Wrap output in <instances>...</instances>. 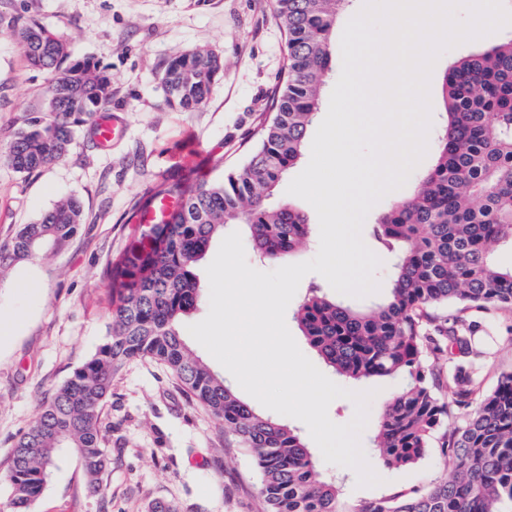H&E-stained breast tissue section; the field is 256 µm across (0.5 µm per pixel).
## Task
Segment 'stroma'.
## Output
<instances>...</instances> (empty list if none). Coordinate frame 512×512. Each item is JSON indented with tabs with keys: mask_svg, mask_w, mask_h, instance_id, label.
Masks as SVG:
<instances>
[{
	"mask_svg": "<svg viewBox=\"0 0 512 512\" xmlns=\"http://www.w3.org/2000/svg\"><path fill=\"white\" fill-rule=\"evenodd\" d=\"M0 12L38 20L66 42L71 58L105 67L112 76L108 110L125 121L123 137L107 151L80 126L70 153L39 171L21 174L0 160V243L60 197H76L84 214L64 248L14 262L0 281V319L15 323L11 337L0 340V512H6L5 476L17 436L108 333L113 303L105 271L135 239L133 205L165 177L215 179L244 164L280 80L285 37L270 0H0ZM510 37L512 25L439 57L430 80L433 130L445 121L441 83L449 63ZM196 49L223 56L224 73L202 109L180 112L165 100L163 67ZM47 85V74L27 62L18 40L0 32V146L40 108ZM27 283L37 284V292L24 291ZM469 317L493 339L483 374L489 391L512 371V310L489 306ZM101 425L112 464L100 494L88 492L77 454L66 449L30 512H264L250 454L209 412L188 403L162 365L127 363L112 382ZM367 459L382 479L378 486H357L345 467L322 460L317 466L343 478L351 505L414 496L448 476L435 448L399 469L385 468L372 452Z\"/></svg>",
	"mask_w": 512,
	"mask_h": 512,
	"instance_id": "stroma-1",
	"label": "stroma"
}]
</instances>
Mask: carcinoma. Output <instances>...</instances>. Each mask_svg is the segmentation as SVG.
<instances>
[{"mask_svg":"<svg viewBox=\"0 0 512 512\" xmlns=\"http://www.w3.org/2000/svg\"><path fill=\"white\" fill-rule=\"evenodd\" d=\"M351 0H272L285 35L284 66L271 116L258 130L247 162L221 178L164 179L154 197L176 208L158 224H142L136 243L112 262L107 278L118 303L105 342L43 406L12 449L8 512H29L58 453L73 449L96 495L111 463L101 411L112 381L131 360L164 365L187 398L208 409L260 474L266 512H506L512 505V373L481 392L478 368L440 360L472 353L474 326L447 327L430 313L454 302L464 310L512 309V267L496 253L512 245V39L448 66L442 81L446 126L435 163L412 193L378 217L371 236L395 257L387 300L368 310L343 305L315 289L294 319L310 346L346 380L408 378L381 410L371 436L388 468L421 459L439 436L452 477L409 498L342 501L334 478L318 469L299 433L241 400L224 377L187 345L183 322L202 297L197 268L213 240L239 225L259 258L284 261L311 239L308 215L271 199L304 155L333 67L336 24ZM29 63L50 75L40 111L25 118L0 156L32 173L65 158L75 128L91 126L112 101V75L91 60L67 62L66 44L35 19L11 21ZM219 57L194 50L169 60L162 81L170 106L194 112L207 101ZM84 215L71 197L0 247V280L18 259L69 242ZM448 373L449 393L440 391Z\"/></svg>","mask_w":512,"mask_h":512,"instance_id":"cac0c4a2","label":"carcinoma"}]
</instances>
